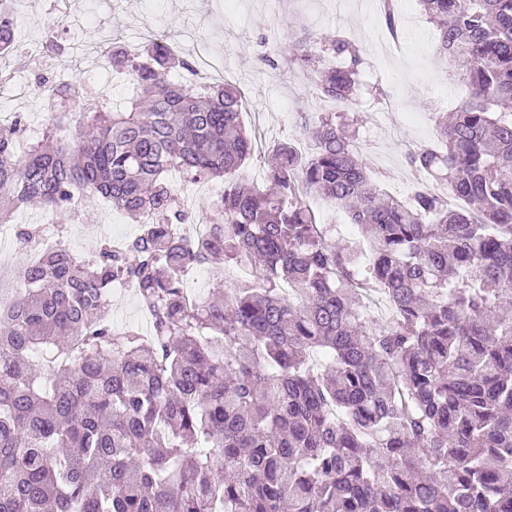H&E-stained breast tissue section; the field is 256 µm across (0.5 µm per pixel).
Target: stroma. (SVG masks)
<instances>
[{
	"instance_id": "stroma-1",
	"label": "stroma",
	"mask_w": 512,
	"mask_h": 512,
	"mask_svg": "<svg viewBox=\"0 0 512 512\" xmlns=\"http://www.w3.org/2000/svg\"><path fill=\"white\" fill-rule=\"evenodd\" d=\"M73 10H90V29L72 34L57 27L58 11L52 0H20L15 16L19 37L39 38L55 31L61 52L44 55L32 68L33 75L56 83L79 80L89 95H115L119 86L104 80L89 81L100 54L94 29L111 30L118 43L132 31L143 42L164 35L168 43L195 58H219L220 71L213 81L228 80L243 91L247 108L243 120L257 135V151L273 142L291 138L304 120L316 119L322 100L314 85L299 69H271L260 63L262 54L274 53L290 35L309 31L317 35L342 31L363 44L368 62L367 81H381L401 109L359 100L357 109L367 121L361 136L377 140L381 168L391 174L389 193L399 194L408 181L404 155L412 146L428 142L429 132L441 114L451 113L461 102L463 85L453 63L434 53L431 25L415 29L413 0H400L399 24L403 33L400 49L388 53L382 47L386 30L372 0H295L290 9H279L273 0H66ZM84 42L80 59H73L72 41Z\"/></svg>"
}]
</instances>
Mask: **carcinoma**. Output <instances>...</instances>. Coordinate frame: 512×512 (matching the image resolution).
<instances>
[{
    "label": "carcinoma",
    "instance_id": "cac0c4a2",
    "mask_svg": "<svg viewBox=\"0 0 512 512\" xmlns=\"http://www.w3.org/2000/svg\"><path fill=\"white\" fill-rule=\"evenodd\" d=\"M464 98L441 142L405 156L409 199L354 148L359 119L322 112L317 145L271 149L258 187L240 177L254 142L229 83L184 85L197 62L165 43L112 66L118 105L50 90L51 120L16 144L0 123V223L38 203L73 224L79 190L143 219L89 262L54 247L22 258L0 313V512H512V0H416ZM395 37V0H382ZM289 62L320 97L352 106L365 49L336 32L295 39ZM336 65L322 66L323 58ZM224 180L191 238L169 174ZM347 214L340 244L305 198ZM42 228L16 227L25 254ZM217 279L192 309L182 268ZM259 277L224 287L225 266ZM128 281L151 334L117 333L105 295ZM56 354L36 370L35 353Z\"/></svg>",
    "mask_w": 512,
    "mask_h": 512
}]
</instances>
